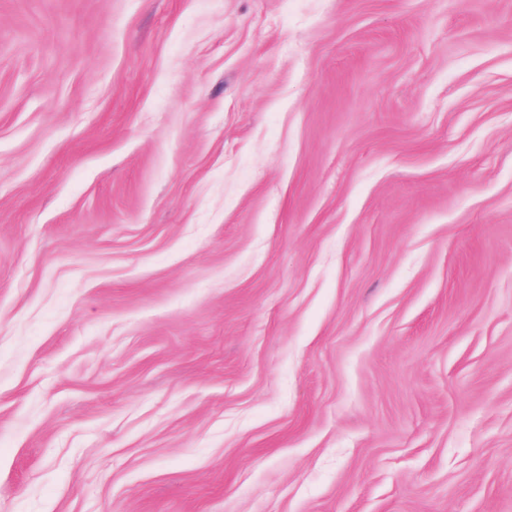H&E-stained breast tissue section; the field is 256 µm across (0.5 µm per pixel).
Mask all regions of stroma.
Returning a JSON list of instances; mask_svg holds the SVG:
<instances>
[{
	"instance_id": "stroma-1",
	"label": "stroma",
	"mask_w": 512,
	"mask_h": 512,
	"mask_svg": "<svg viewBox=\"0 0 512 512\" xmlns=\"http://www.w3.org/2000/svg\"><path fill=\"white\" fill-rule=\"evenodd\" d=\"M0 512H512V0H0Z\"/></svg>"
}]
</instances>
